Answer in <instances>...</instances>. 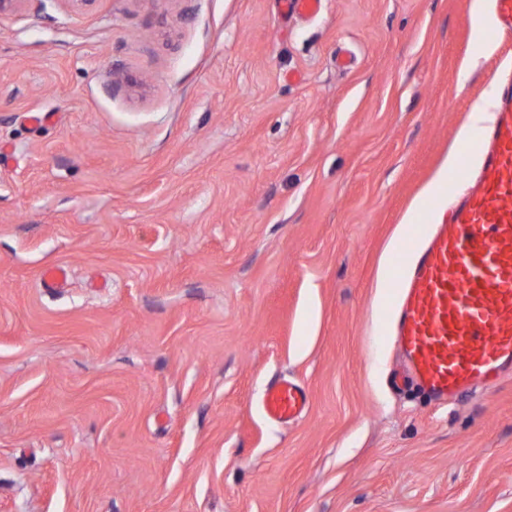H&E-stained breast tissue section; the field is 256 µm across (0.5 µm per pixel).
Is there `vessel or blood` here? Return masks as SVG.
<instances>
[{
  "mask_svg": "<svg viewBox=\"0 0 512 512\" xmlns=\"http://www.w3.org/2000/svg\"><path fill=\"white\" fill-rule=\"evenodd\" d=\"M493 9L492 37L512 32V0H493ZM476 139L480 171L447 185L455 204L413 253L390 319L409 379L441 403L512 369V85L495 96ZM308 404L292 381L262 399L265 416L279 423Z\"/></svg>",
  "mask_w": 512,
  "mask_h": 512,
  "instance_id": "vessel-or-blood-1",
  "label": "vessel or blood"
}]
</instances>
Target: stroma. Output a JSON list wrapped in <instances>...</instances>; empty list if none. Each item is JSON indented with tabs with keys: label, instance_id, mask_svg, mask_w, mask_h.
I'll return each mask as SVG.
<instances>
[{
	"label": "stroma",
	"instance_id": "stroma-1",
	"mask_svg": "<svg viewBox=\"0 0 512 512\" xmlns=\"http://www.w3.org/2000/svg\"><path fill=\"white\" fill-rule=\"evenodd\" d=\"M477 17L0 16V512H512V374L445 404L387 384L385 269L512 73ZM281 380L298 422L261 412ZM309 395L300 384L292 381L271 385L262 399L265 416L279 423L300 418L308 409Z\"/></svg>",
	"mask_w": 512,
	"mask_h": 512
}]
</instances>
